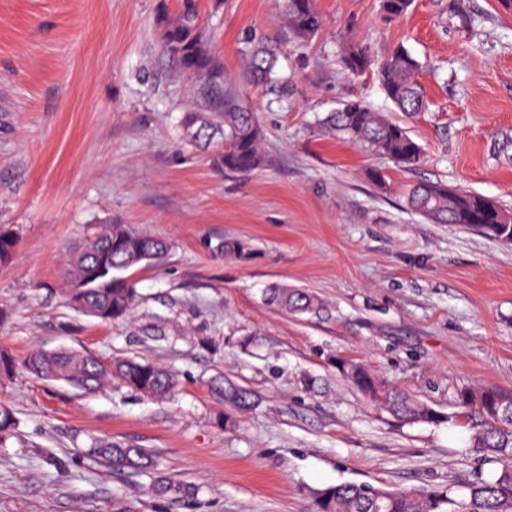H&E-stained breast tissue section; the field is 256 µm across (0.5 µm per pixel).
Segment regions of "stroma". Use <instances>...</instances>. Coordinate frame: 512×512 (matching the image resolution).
Returning <instances> with one entry per match:
<instances>
[{"label":"stroma","mask_w":512,"mask_h":512,"mask_svg":"<svg viewBox=\"0 0 512 512\" xmlns=\"http://www.w3.org/2000/svg\"><path fill=\"white\" fill-rule=\"evenodd\" d=\"M178 0H0V225L18 246L0 264V512H312L341 483L455 500L501 465L473 443L465 386L512 392V247L434 224L408 187L445 181L512 209V14L497 0H414L387 22L379 0H317L319 33L296 44L279 0H198L200 26L230 76L249 34L281 46L278 83L244 97L264 128L265 163L218 170L183 142L190 81L163 54L158 23ZM351 38L377 60L405 47L426 68L430 109L409 118L375 76L343 67ZM361 100L423 145L404 169L328 135L319 121ZM381 170L379 186L368 178ZM163 238L160 266L130 270V316L73 308L63 257L90 224ZM314 293L319 314L266 301ZM72 348L103 364L136 358L175 374L163 399L119 381L86 394L31 375L33 350ZM359 363L432 408L409 422L343 376ZM251 394L224 404L215 378ZM147 448L146 471L116 472L92 439ZM194 487L181 500L159 480Z\"/></svg>","instance_id":"obj_1"}]
</instances>
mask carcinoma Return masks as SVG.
I'll list each match as a JSON object with an SVG mask.
<instances>
[{
  "mask_svg": "<svg viewBox=\"0 0 512 512\" xmlns=\"http://www.w3.org/2000/svg\"><path fill=\"white\" fill-rule=\"evenodd\" d=\"M282 20L299 41H308L321 28L316 0H282ZM412 0H382L388 20L405 15ZM162 51L193 83L194 106L180 119L184 138L191 144L213 147L214 163L224 171L249 173L262 166L264 131L255 112L245 103L238 85L225 77L224 64L207 47L199 23L197 0H180L178 13L162 22L159 31ZM243 77L253 85L276 79L278 46L268 40L247 38L240 48ZM344 68L352 75L375 72L386 97L401 112L414 114L425 107L419 81L423 64L408 49L399 46L384 60L375 61L367 49L346 40L341 46ZM330 132L362 144L376 154L404 167H416L424 158L422 146L407 128L353 100L323 119ZM410 211L434 224L475 226L486 236L509 244L512 223L498 224L495 215L502 207L480 194L462 191L443 182L420 181L406 194ZM18 240L0 225V264L14 255ZM168 253V244L126 224H92L85 228L79 247L70 251L63 267L66 297L82 314L107 322L128 316L137 290L123 272L139 266L158 265ZM267 300L292 313H316L322 308L312 293L299 288H271ZM30 372L45 380L65 381L92 391L108 379H117L150 398L171 394L176 381L164 368L149 361L115 359L108 367L95 357L76 350L37 352L27 361ZM349 380L371 401L409 421H431L434 412L426 405L389 385L364 367L342 362ZM215 395L238 408L250 405L251 394L222 382L213 386ZM459 400L482 416L474 445L498 459L502 468L490 480L472 484L468 500L457 503L448 492L420 494L391 491L365 484H338L320 494L316 512H512V395L496 389L465 387ZM94 456L117 471L148 468L153 460L147 449L134 444L98 440Z\"/></svg>",
  "mask_w": 512,
  "mask_h": 512,
  "instance_id": "carcinoma-1",
  "label": "carcinoma"
}]
</instances>
